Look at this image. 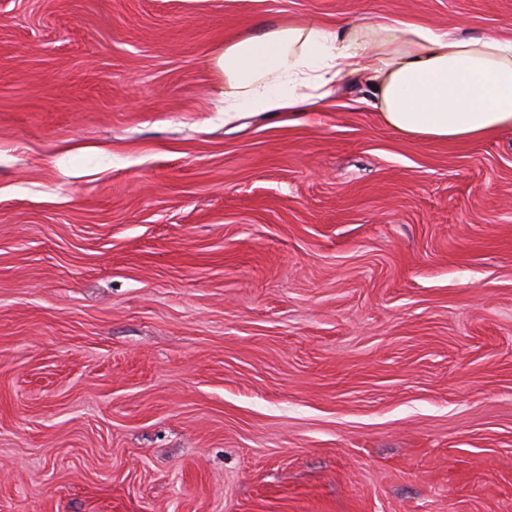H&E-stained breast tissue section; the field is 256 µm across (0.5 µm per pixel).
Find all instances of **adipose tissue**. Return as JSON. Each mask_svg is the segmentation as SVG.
I'll use <instances>...</instances> for the list:
<instances>
[{"label": "adipose tissue", "instance_id": "adipose-tissue-1", "mask_svg": "<svg viewBox=\"0 0 512 512\" xmlns=\"http://www.w3.org/2000/svg\"><path fill=\"white\" fill-rule=\"evenodd\" d=\"M204 62L228 122L305 116L364 76L370 105L402 137L464 144L512 129V35L464 36L401 17L333 26L308 18L225 40Z\"/></svg>", "mask_w": 512, "mask_h": 512}]
</instances>
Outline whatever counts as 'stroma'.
Masks as SVG:
<instances>
[{"label": "stroma", "mask_w": 512, "mask_h": 512, "mask_svg": "<svg viewBox=\"0 0 512 512\" xmlns=\"http://www.w3.org/2000/svg\"><path fill=\"white\" fill-rule=\"evenodd\" d=\"M512 0H0V512H512V130L341 84L228 124L260 24Z\"/></svg>", "instance_id": "obj_1"}]
</instances>
